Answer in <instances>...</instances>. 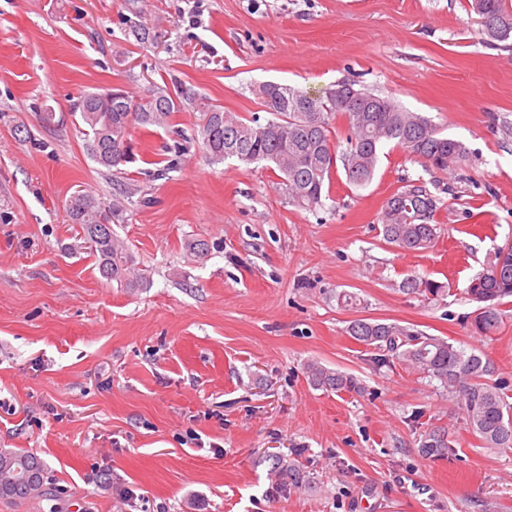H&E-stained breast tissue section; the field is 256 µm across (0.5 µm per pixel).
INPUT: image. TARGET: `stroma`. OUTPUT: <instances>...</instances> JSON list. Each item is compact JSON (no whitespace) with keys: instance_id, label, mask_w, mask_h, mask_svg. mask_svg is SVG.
I'll list each match as a JSON object with an SVG mask.
<instances>
[{"instance_id":"stroma-1","label":"stroma","mask_w":512,"mask_h":512,"mask_svg":"<svg viewBox=\"0 0 512 512\" xmlns=\"http://www.w3.org/2000/svg\"><path fill=\"white\" fill-rule=\"evenodd\" d=\"M341 80L428 116L469 160L438 170L385 148L369 184L334 173L311 213L266 163L210 161L192 102L134 130L117 170L72 115L85 91L178 82L247 118L256 83ZM409 180L455 193L422 252L380 233ZM80 190L132 194L113 228L143 286L101 277L67 216ZM511 240L512 47L485 44L467 0H0V448L40 457L53 487L0 512H512V449L483 447L437 382L346 332L393 320L512 384V299L480 337L464 295ZM411 275L447 295L404 293ZM310 361L360 391L313 387ZM426 424L454 455H422Z\"/></svg>"}]
</instances>
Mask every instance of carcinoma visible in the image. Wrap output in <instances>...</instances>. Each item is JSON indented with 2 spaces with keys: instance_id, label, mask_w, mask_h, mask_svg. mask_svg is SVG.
<instances>
[{
  "instance_id": "obj_1",
  "label": "carcinoma",
  "mask_w": 512,
  "mask_h": 512,
  "mask_svg": "<svg viewBox=\"0 0 512 512\" xmlns=\"http://www.w3.org/2000/svg\"><path fill=\"white\" fill-rule=\"evenodd\" d=\"M478 16L496 22L492 31L481 27L490 46L512 40V5L507 0H470ZM269 118H240L208 102L207 98L183 86L170 92L154 87L135 99L122 89L88 92L73 104L77 123L84 126L86 150L90 158L106 168L128 162L129 131L160 127L179 111L182 101H194L203 115L200 128L203 147L215 161L235 159L244 163L265 161L278 177L292 205L313 211L329 198L331 174L342 166L346 181L358 187L369 184L378 165L382 148L394 144L424 160L428 167L444 170L469 157L463 142L444 137L432 120L404 108L391 96H379L356 89V101L343 104L330 86L312 96L284 83L260 82L254 87ZM346 117L345 147L332 141L333 121ZM443 200L423 185L406 184L386 201L381 224L383 239L400 250L418 252L434 245L436 213ZM126 208L118 201L107 205L95 196H71L68 213L81 226L100 275L128 288L143 285L129 277L134 256L124 241L112 231V222ZM400 288L409 293L436 298L446 288L437 281L407 277ZM465 293L479 304L469 316L470 331L492 336L503 324L501 300L512 297V263H500V254L474 275ZM355 341L378 352L376 361L406 364L440 383L462 410L466 427L488 448H512V386L491 379L493 367L471 350L435 336L413 332L407 327L378 319L357 318L347 327ZM309 382L326 391H360L353 376L329 369L317 361L305 365ZM420 449L431 459L445 458L453 448L448 431L431 427L422 434ZM46 466L25 451L0 448V497L30 501L48 494Z\"/></svg>"
}]
</instances>
